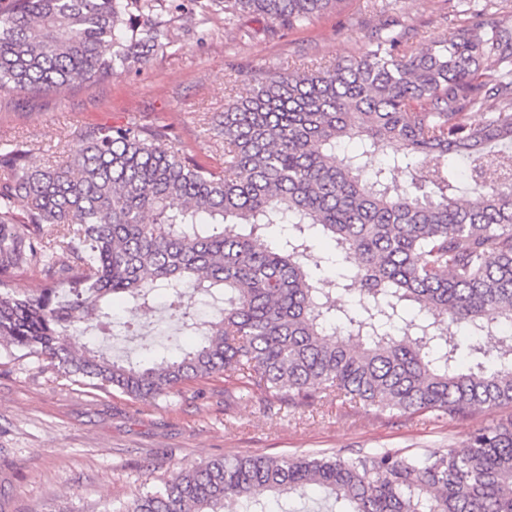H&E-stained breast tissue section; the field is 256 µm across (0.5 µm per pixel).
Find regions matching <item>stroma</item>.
Here are the masks:
<instances>
[{
	"label": "stroma",
	"instance_id": "stroma-1",
	"mask_svg": "<svg viewBox=\"0 0 512 512\" xmlns=\"http://www.w3.org/2000/svg\"><path fill=\"white\" fill-rule=\"evenodd\" d=\"M500 0H339L311 24L272 29L240 16L205 25L162 12L178 39L146 64L101 83L75 82L33 97L0 96V152L21 145L33 164H64L86 126L138 122L168 132L201 164H224L213 118L263 72L327 67L360 56L375 35L420 44L474 11L499 19ZM512 423V406L460 418L378 415L327 402L271 414L217 376L153 404L60 377L37 358L0 354V512H117L144 483L201 462L250 454L344 458L389 450L406 456L462 453L478 428Z\"/></svg>",
	"mask_w": 512,
	"mask_h": 512
}]
</instances>
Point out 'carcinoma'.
Returning a JSON list of instances; mask_svg holds the SVG:
<instances>
[{
    "instance_id": "cac0c4a2",
    "label": "carcinoma",
    "mask_w": 512,
    "mask_h": 512,
    "mask_svg": "<svg viewBox=\"0 0 512 512\" xmlns=\"http://www.w3.org/2000/svg\"><path fill=\"white\" fill-rule=\"evenodd\" d=\"M159 2L10 0L0 92L139 67L142 48L165 47ZM208 2L294 29L339 0ZM511 47L501 22L475 19L420 47L378 37L325 71L256 78L214 121L221 171L136 122L81 129L60 166L0 154V349L148 402L225 374L269 410L512 405V69L486 74ZM30 270L40 287L21 285ZM116 297L144 313L164 299L196 342L159 353L131 324L140 360L113 358ZM310 487L330 512H512V424L476 430L462 455L215 458L122 512H266L252 490Z\"/></svg>"
}]
</instances>
